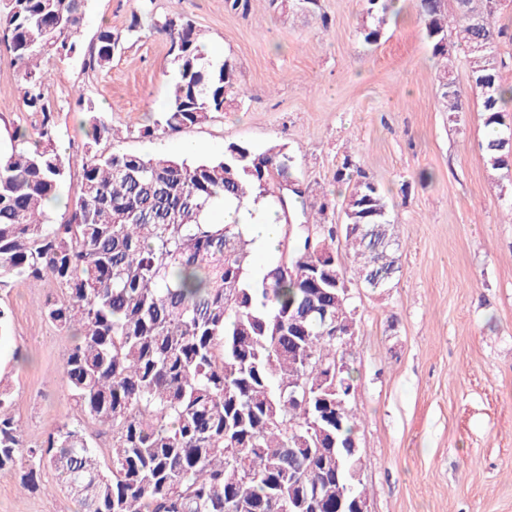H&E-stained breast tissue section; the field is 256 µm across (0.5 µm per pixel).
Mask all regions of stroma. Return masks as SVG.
I'll return each mask as SVG.
<instances>
[{
    "mask_svg": "<svg viewBox=\"0 0 512 512\" xmlns=\"http://www.w3.org/2000/svg\"><path fill=\"white\" fill-rule=\"evenodd\" d=\"M323 16L289 11L278 0H89L82 53L42 57L45 95L61 153L78 155L85 96L120 129L102 150L177 155L193 143L209 159L240 142L287 145L311 201L342 200L335 181L345 155L389 192L402 243L391 288L354 289L360 318L349 362L358 380L351 404L371 512H512V164L489 175L481 145L487 129L476 93L449 121L437 97L438 65L419 20L403 0L378 44L359 35V0H320ZM191 18L204 45L233 64L240 97L212 120L173 134L143 136L175 76L170 42L143 36L123 43L111 65L92 69L84 50L101 25L122 31L133 13ZM24 80L0 47V148L15 128L34 131L40 113L22 102ZM432 175L420 183L421 171ZM60 290L49 279H17L0 289V379L26 442L81 422L108 462L111 435L79 418L61 373L74 341L40 314ZM44 474L23 490L18 468L0 469V512H78Z\"/></svg>",
    "mask_w": 512,
    "mask_h": 512,
    "instance_id": "stroma-1",
    "label": "stroma"
}]
</instances>
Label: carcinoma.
<instances>
[{
  "label": "carcinoma",
  "mask_w": 512,
  "mask_h": 512,
  "mask_svg": "<svg viewBox=\"0 0 512 512\" xmlns=\"http://www.w3.org/2000/svg\"><path fill=\"white\" fill-rule=\"evenodd\" d=\"M360 2L359 35L374 44L394 14L392 0ZM491 2L454 0L450 17L440 0H420L418 12L442 61L437 95L451 119L466 109L449 37L464 50L489 129L484 163L494 173L512 157V84L500 76V45L512 35ZM87 8L88 0H0V45L22 68L23 105L42 114L35 134L16 131L11 148L0 149V288L12 279L59 286L61 296L45 299L40 313L61 331H78L63 381L77 412L112 434L111 465L100 464L84 428L68 423L25 444L1 384L0 469L25 461L20 485L31 492L53 474L79 512H288V500L312 485L321 491L317 512H336L341 488L364 494L349 476L362 456L336 448L358 425L349 407L355 371L343 361L347 327L358 319L343 288L359 282L377 292L401 272V244L386 241L396 232L387 193L344 156L335 174L348 189L344 220L326 223L321 202L320 220L292 225V250L255 275L245 226L211 215L220 205L264 200L289 217L288 203L305 201L306 190L286 193L296 181L288 147L231 142L220 159L105 153L98 145L116 130L80 94L76 105L89 114L81 193L67 218L49 223L45 206L72 160L57 149L46 74L34 60L78 53ZM147 31L176 47V81L143 135L224 111L234 67L206 57L186 16L145 27L135 13L124 34L101 27L85 64L109 67L122 37ZM286 260L295 263L292 277ZM338 360L344 371L329 374ZM306 384L316 388L310 401L288 402Z\"/></svg>",
  "instance_id": "1"
}]
</instances>
